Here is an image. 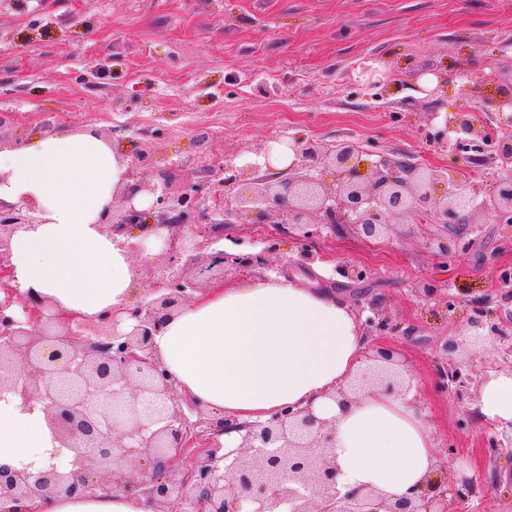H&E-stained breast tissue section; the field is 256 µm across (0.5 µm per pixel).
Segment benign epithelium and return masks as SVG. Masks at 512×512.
<instances>
[{"label":"benign epithelium","mask_w":512,"mask_h":512,"mask_svg":"<svg viewBox=\"0 0 512 512\" xmlns=\"http://www.w3.org/2000/svg\"><path fill=\"white\" fill-rule=\"evenodd\" d=\"M494 107L496 129L476 123L465 108L445 118L444 131L468 135L463 141L446 140L448 151H472L473 163L502 172L494 190L480 201L465 176L386 155L366 161L363 173L361 156L368 151L360 143L342 140L327 147L297 140L296 161L286 178L226 166L228 176L205 190L165 193L144 210L133 203L134 189L121 207L110 202L100 219L107 233L125 235L152 219L150 229L164 235V264L126 310L134 324L125 333L119 331L118 311L96 320L64 321L44 299L20 294L12 284L11 240L18 229L35 224L33 207L0 202V395L11 393L27 405H40L55 439L72 453L68 473L54 463L36 473L0 466V501L64 492L94 498L140 494L155 512H176L183 504L190 512H447L438 508L441 495L435 489H418L395 501L374 489L341 493L329 452L330 423L309 409L289 408L261 424L225 421L215 429L201 409L178 393L174 378L154 355L152 339L201 291L198 277L188 276L187 269L203 255L210 269L264 266L278 236L288 233L303 242L302 266L315 260L314 243L325 227L349 224L374 240L409 213L445 227L466 224L472 232L478 217L487 214L512 228V93H503ZM324 172L331 182L322 179ZM210 198L218 202L221 222H190ZM249 213L279 217L265 238L266 248L245 256L209 251L223 238L224 225ZM334 272L350 282L367 277L366 270L348 262ZM490 304L487 299L473 305L439 348L440 386L469 415L478 412L480 401L473 359L493 350L512 369V334L496 320ZM369 310L365 335H388L392 325L381 306L373 303ZM393 359L392 351L376 350L339 397L349 400L368 382L387 393L403 390L407 377ZM228 429L244 434L238 448L220 456L216 433ZM142 452L149 455V468L127 475L124 466ZM477 490L478 483L464 477L453 489L454 498L462 505Z\"/></svg>","instance_id":"benign-epithelium-1"}]
</instances>
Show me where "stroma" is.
<instances>
[{
	"instance_id": "1",
	"label": "stroma",
	"mask_w": 512,
	"mask_h": 512,
	"mask_svg": "<svg viewBox=\"0 0 512 512\" xmlns=\"http://www.w3.org/2000/svg\"><path fill=\"white\" fill-rule=\"evenodd\" d=\"M389 75L377 88L357 76L364 61ZM512 91V0H0V142L62 130L95 131L127 163L148 155L139 194L206 187L225 165L260 158L294 139H353L392 158L470 173L477 197L496 174L449 154L433 136L442 114L464 105L496 126L492 103ZM445 230L413 214L367 242L340 225L316 241V267L292 264L300 243L281 235L267 269L226 270L233 286L266 270L300 276L344 295L358 320L380 303L394 350L450 489L459 476L484 481L470 512H512V444L492 445L483 422L438 385V345L452 332L443 300L461 309L495 298L512 267V231L484 217L448 257L431 245ZM350 261L364 281L339 285ZM437 293L419 297L417 285Z\"/></svg>"
}]
</instances>
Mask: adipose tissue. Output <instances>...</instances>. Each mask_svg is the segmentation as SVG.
<instances>
[{
	"mask_svg": "<svg viewBox=\"0 0 512 512\" xmlns=\"http://www.w3.org/2000/svg\"><path fill=\"white\" fill-rule=\"evenodd\" d=\"M126 163L96 132L63 131L0 151V201L33 203L38 224L12 238L11 264L20 292L48 299L58 312L96 319L133 305L137 283L122 236L99 224ZM368 339L351 307L336 295L282 275L198 294L164 322L156 355L182 396L215 420L237 448L240 424L263 423L284 408L310 409L329 420L341 491L374 488L398 498L435 476L431 429L414 391L366 390L343 402L335 391L361 369ZM479 411L512 422V372L489 376ZM56 460L69 467L42 411L20 397L0 398V465L37 471ZM44 512H153L140 495L78 498L57 494Z\"/></svg>",
	"mask_w": 512,
	"mask_h": 512,
	"instance_id": "adipose-tissue-1",
	"label": "adipose tissue"
}]
</instances>
